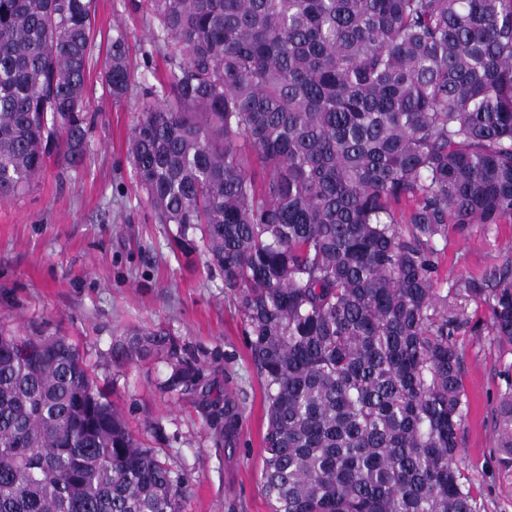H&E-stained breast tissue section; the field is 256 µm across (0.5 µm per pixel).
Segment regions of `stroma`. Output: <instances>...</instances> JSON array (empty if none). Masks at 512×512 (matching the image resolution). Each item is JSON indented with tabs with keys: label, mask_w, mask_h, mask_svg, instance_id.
Wrapping results in <instances>:
<instances>
[{
	"label": "stroma",
	"mask_w": 512,
	"mask_h": 512,
	"mask_svg": "<svg viewBox=\"0 0 512 512\" xmlns=\"http://www.w3.org/2000/svg\"><path fill=\"white\" fill-rule=\"evenodd\" d=\"M117 27L132 71L130 91L119 101L103 83ZM154 30L150 15L133 10L130 0H97L84 160L75 168L48 163L23 195L0 202V323L60 333L77 345L97 389L121 410L130 431L185 477L182 512H269L260 484L264 389L241 319L224 294V275L204 257L173 253L170 229L155 223L126 156L142 89L158 84L166 67ZM508 262L512 224L491 230L476 224L464 237L449 232L438 279L479 278ZM448 309L467 322L455 337L468 399L458 466L477 512H512V473L499 468L495 432L501 399L512 389V345L489 336L488 303L452 294ZM158 329L239 394L243 422L235 448L224 447L190 397L160 390L164 363L113 361V345L129 332ZM156 425L161 434L153 433Z\"/></svg>",
	"instance_id": "stroma-1"
}]
</instances>
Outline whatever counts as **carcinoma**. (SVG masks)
Here are the masks:
<instances>
[{
	"label": "carcinoma",
	"instance_id": "carcinoma-1",
	"mask_svg": "<svg viewBox=\"0 0 512 512\" xmlns=\"http://www.w3.org/2000/svg\"><path fill=\"white\" fill-rule=\"evenodd\" d=\"M168 68L127 156L177 249L224 272L265 389L271 512H476L457 465L448 228L512 224V0H131ZM94 0H0V202L78 163ZM103 77L126 97L125 37ZM512 344V264L452 284ZM161 332L132 334L224 445L237 395ZM496 432L512 472V399ZM179 474L65 336L0 328V512H180Z\"/></svg>",
	"mask_w": 512,
	"mask_h": 512
}]
</instances>
